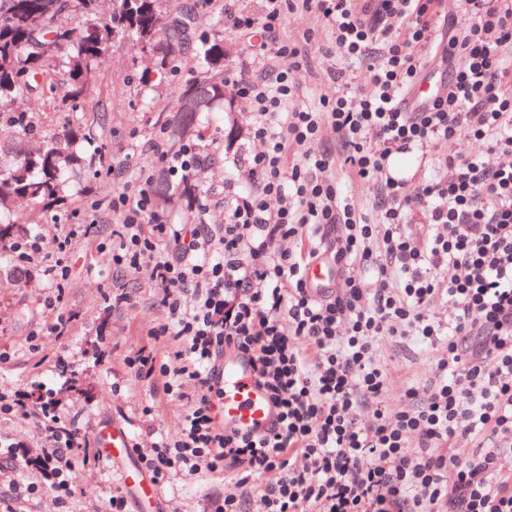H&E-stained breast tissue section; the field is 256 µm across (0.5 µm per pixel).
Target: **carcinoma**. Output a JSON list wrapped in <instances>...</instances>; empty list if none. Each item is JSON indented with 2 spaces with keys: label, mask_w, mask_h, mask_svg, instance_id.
I'll use <instances>...</instances> for the list:
<instances>
[{
  "label": "carcinoma",
  "mask_w": 512,
  "mask_h": 512,
  "mask_svg": "<svg viewBox=\"0 0 512 512\" xmlns=\"http://www.w3.org/2000/svg\"><path fill=\"white\" fill-rule=\"evenodd\" d=\"M101 0H0V243L16 239L28 230L26 224L4 219L19 202L43 213L65 200L68 180L99 163L92 127L80 121L62 135H38L37 122L14 116L15 101L40 82L60 106L84 99L96 77L99 61L114 45L116 34L129 37L141 52L154 60L155 72L165 73L175 60L179 29H169L174 11L172 0H112V12L104 14ZM203 73L224 72V34L202 43ZM196 96L186 112H175L166 124L172 148L178 150L195 140L208 149L204 119L234 108V97L224 82L208 86L191 81L180 100ZM160 206L178 201L194 204L198 184L187 177L173 182L163 171L153 179Z\"/></svg>",
  "instance_id": "cac0c4a2"
}]
</instances>
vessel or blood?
<instances>
[{"mask_svg": "<svg viewBox=\"0 0 512 512\" xmlns=\"http://www.w3.org/2000/svg\"><path fill=\"white\" fill-rule=\"evenodd\" d=\"M336 279L332 264L316 261L306 269V280L315 294L324 293ZM216 395L212 411L218 424L245 433L265 430L274 418V408L264 392L252 379L247 360L236 358L218 361L215 371ZM94 444L105 461L111 462L121 474L122 483L135 503H150L159 508L158 486L153 478L133 460V441L121 425L98 426Z\"/></svg>", "mask_w": 512, "mask_h": 512, "instance_id": "obj_1", "label": "vessel or blood"}]
</instances>
